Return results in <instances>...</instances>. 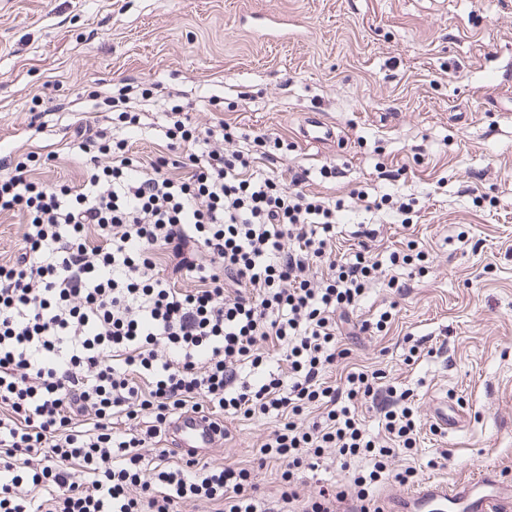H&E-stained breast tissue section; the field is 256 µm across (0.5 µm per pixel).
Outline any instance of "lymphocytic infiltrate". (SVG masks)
<instances>
[{"label":"lymphocytic infiltrate","mask_w":512,"mask_h":512,"mask_svg":"<svg viewBox=\"0 0 512 512\" xmlns=\"http://www.w3.org/2000/svg\"><path fill=\"white\" fill-rule=\"evenodd\" d=\"M155 103L167 154L143 158L130 133ZM109 113L74 114L66 156L80 160L75 184L50 185L36 164L0 157V215L20 217L14 254L0 259V512H179L186 500L211 512H275L247 469L193 457L174 464L142 452L177 413L281 415L260 448L282 461L280 498L302 512H383L372 485H402L412 469L389 461L416 446L411 406L382 372L357 369L343 386L323 385L339 338L380 262L335 253L340 200L309 191L306 171L290 181L255 170L275 160L279 138L257 134L234 148L237 127L204 126L153 88L125 84ZM169 251L174 273H196L191 290L156 272ZM285 348L287 377L268 374L266 344ZM250 379H242L243 369ZM375 407L383 437L370 436L360 407ZM319 409V421L297 418ZM153 416L146 435L114 431L120 415ZM335 450L349 484L300 499L311 460Z\"/></svg>","instance_id":"f902f5d3"}]
</instances>
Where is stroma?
<instances>
[{"mask_svg": "<svg viewBox=\"0 0 512 512\" xmlns=\"http://www.w3.org/2000/svg\"><path fill=\"white\" fill-rule=\"evenodd\" d=\"M512 0H0V151L63 148L70 109L95 112L132 80L179 94L208 121L273 133L285 148L275 167L311 174L309 189L342 199L336 254L360 248L361 223L377 226L373 254L416 241L424 271L395 269L396 292L376 284L358 316L385 309L388 331L364 335L325 373L383 370L408 391L421 425L417 446L396 458L414 482L456 483L493 467L512 480ZM322 113L348 139L344 150L303 145L298 126ZM335 166L334 180L321 178ZM369 196L410 194L411 223L365 212ZM420 344L417 360L408 348ZM463 407L450 433L436 426L434 398ZM282 423L270 414L228 417L211 448L215 463L251 472L279 512L345 484L335 452L306 472L298 501L277 502L282 467L260 464L261 445Z\"/></svg>", "mask_w": 512, "mask_h": 512, "instance_id": "1", "label": "stroma"}]
</instances>
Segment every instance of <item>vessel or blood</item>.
I'll return each instance as SVG.
<instances>
[{"label":"vessel or blood","mask_w":512,"mask_h":512,"mask_svg":"<svg viewBox=\"0 0 512 512\" xmlns=\"http://www.w3.org/2000/svg\"><path fill=\"white\" fill-rule=\"evenodd\" d=\"M300 139L311 146L335 144V126L319 112L309 113L299 127ZM223 436L222 427L208 414L187 411L166 426L163 442L179 453L199 455L209 451ZM388 512H512V484L503 483L488 471L455 485L426 480L394 498Z\"/></svg>","instance_id":"b4317fda"}]
</instances>
